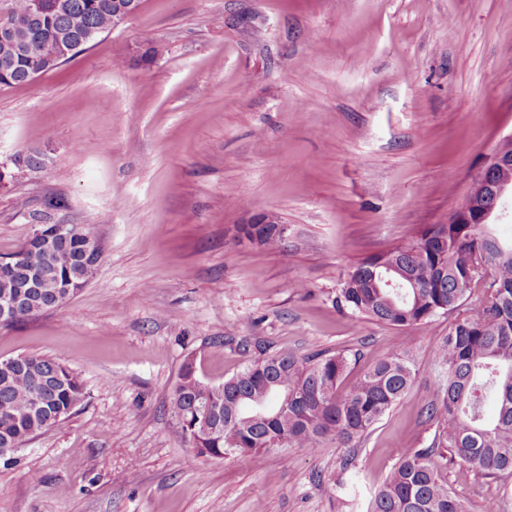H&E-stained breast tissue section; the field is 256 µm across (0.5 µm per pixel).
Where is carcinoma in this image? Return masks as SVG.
Listing matches in <instances>:
<instances>
[{
	"label": "carcinoma",
	"mask_w": 512,
	"mask_h": 512,
	"mask_svg": "<svg viewBox=\"0 0 512 512\" xmlns=\"http://www.w3.org/2000/svg\"><path fill=\"white\" fill-rule=\"evenodd\" d=\"M135 0H0V84L25 85L84 50L81 40L112 28V17ZM431 224L393 248L360 261L336 294V308L406 328L458 310L474 280L489 268L486 297L451 325L433 357L443 370L442 399L428 406L448 449V461L486 476H512V244L487 224ZM89 233L30 240L10 254L16 269L0 276V302L13 303L8 327L62 305V290H79L101 253L87 252ZM282 241L277 224L259 230L257 245ZM357 354L301 357L280 352L246 365L208 397L224 405L216 432L195 429L198 453L249 455L282 444L313 452L326 441L362 437L405 394L414 365L407 351L388 350L356 382L344 381ZM85 398L79 377L52 358L25 355L0 361V447L54 426ZM203 391L186 370L170 397L173 418H191ZM495 414L485 417L487 403ZM369 512H465L439 474L432 448L406 450L369 502Z\"/></svg>",
	"instance_id": "cac0c4a2"
}]
</instances>
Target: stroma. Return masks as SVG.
Returning a JSON list of instances; mask_svg holds the SVG:
<instances>
[{
    "mask_svg": "<svg viewBox=\"0 0 512 512\" xmlns=\"http://www.w3.org/2000/svg\"><path fill=\"white\" fill-rule=\"evenodd\" d=\"M512 138V0H141L24 86L0 85V254L44 200L103 246L69 301L0 327L86 396L0 457V512H366L400 454L430 448L433 360L454 314L407 328L337 309L364 258L447 223ZM265 216L278 247L236 238ZM389 349L416 375L361 439L198 455L169 409L181 367L221 383L261 353ZM352 461L356 486L331 482ZM466 512H512V476L439 461Z\"/></svg>",
    "mask_w": 512,
    "mask_h": 512,
    "instance_id": "1",
    "label": "stroma"
}]
</instances>
